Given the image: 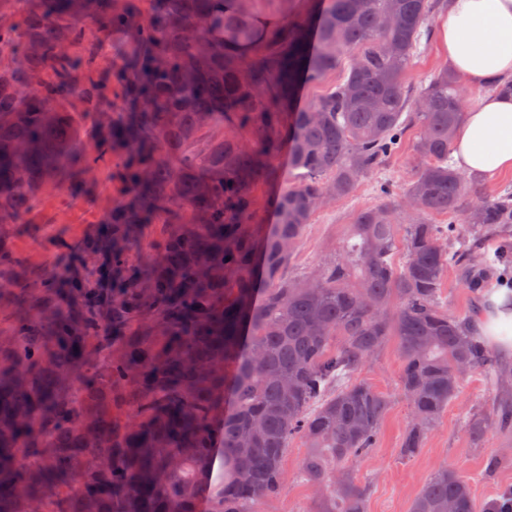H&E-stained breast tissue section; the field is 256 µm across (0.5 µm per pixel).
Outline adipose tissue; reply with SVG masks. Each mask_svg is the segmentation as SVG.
I'll return each mask as SVG.
<instances>
[{
	"label": "adipose tissue",
	"instance_id": "1",
	"mask_svg": "<svg viewBox=\"0 0 512 512\" xmlns=\"http://www.w3.org/2000/svg\"><path fill=\"white\" fill-rule=\"evenodd\" d=\"M450 71L483 91L457 127L451 155L462 171L491 178L512 170V0H447L440 23Z\"/></svg>",
	"mask_w": 512,
	"mask_h": 512
}]
</instances>
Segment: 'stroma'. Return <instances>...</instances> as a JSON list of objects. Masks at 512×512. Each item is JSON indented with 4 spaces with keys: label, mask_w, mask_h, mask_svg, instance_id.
<instances>
[{
    "label": "stroma",
    "mask_w": 512,
    "mask_h": 512,
    "mask_svg": "<svg viewBox=\"0 0 512 512\" xmlns=\"http://www.w3.org/2000/svg\"><path fill=\"white\" fill-rule=\"evenodd\" d=\"M420 50L406 76L412 88L445 64L446 48L438 23H431L429 40ZM120 161L115 153L73 168L42 193L27 215L7 225L0 235V253L7 257L0 264V281L9 284L10 290L0 297V329L10 327L26 311L32 298L29 287L41 273L55 269L93 288L103 281L121 285L132 272L142 270L146 256L159 250L173 225L185 220L181 211L172 220L142 225L135 237L123 243L125 261L120 265L113 263L111 249L85 252V242L104 234L113 204L124 195ZM287 186L288 151L283 148L274 162L273 175L254 187V211L245 226L253 241H261L277 223L275 203ZM379 200L377 183L368 178L347 197L323 206L298 243L289 275H299L338 254L351 230L354 213ZM510 285L512 272L497 266L475 296L465 287L460 271L452 268L442 283L443 303L449 313L468 317L473 308L487 306L495 289ZM400 373L398 344L393 339L362 371L363 378L390 399L375 448L354 467L357 478L370 483L365 512H409L423 483L443 464L468 478L475 512H485L490 502L512 489V431L503 433L493 428L477 436L466 425L471 414L492 407L493 395L485 373L475 372L465 378L458 398L410 457L400 451L408 422L407 404L398 390ZM304 455L301 441H291L283 460V484L274 501L275 512H312V491L297 478Z\"/></svg>",
    "instance_id": "stroma-1"
}]
</instances>
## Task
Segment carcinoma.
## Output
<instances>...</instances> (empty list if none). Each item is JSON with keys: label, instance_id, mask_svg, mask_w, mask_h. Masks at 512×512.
<instances>
[{"label": "carcinoma", "instance_id": "carcinoma-1", "mask_svg": "<svg viewBox=\"0 0 512 512\" xmlns=\"http://www.w3.org/2000/svg\"><path fill=\"white\" fill-rule=\"evenodd\" d=\"M22 2L0 0V60L21 59L0 65V224L76 165L114 151L130 201L108 215L112 259L174 207L189 223L147 258L148 281L132 276L111 295L85 289L82 316L52 287L60 273L46 275L30 315L0 336V512H199L203 491L209 512H267L296 437L318 512H364L367 485L353 467L375 447L390 400L361 372L392 336L409 408L403 455L479 370L494 401L469 416V430L512 428V367L441 299L449 267L476 291L488 270L512 265V250L490 260L432 219L507 233L512 187L487 194L450 164L466 105L456 75L442 67L414 92L405 83L440 0H328L318 15L260 34L228 0H161L151 16L138 0ZM84 22L109 42L130 37L112 70L135 106L129 120L101 107L112 84L75 80L90 64L74 51ZM258 39L264 49L240 60L235 48ZM345 59L335 89L298 106L302 87ZM70 98L96 112L69 110ZM228 113L251 127L253 145L223 139L197 152L200 131ZM91 118L101 137L88 141ZM285 126L290 182L258 248L244 224ZM412 129L421 167L404 194L381 183V201L355 214L342 251L288 277L325 197H345L383 169ZM450 505L475 512L468 479L442 465L410 512Z\"/></svg>", "mask_w": 512, "mask_h": 512}]
</instances>
